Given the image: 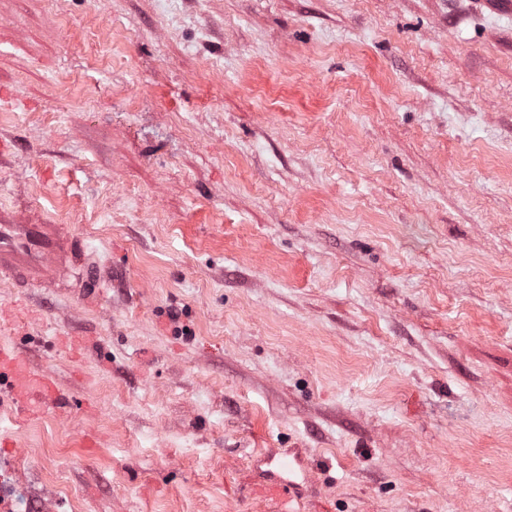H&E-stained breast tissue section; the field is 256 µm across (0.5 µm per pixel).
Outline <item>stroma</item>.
Segmentation results:
<instances>
[{"instance_id":"stroma-1","label":"stroma","mask_w":512,"mask_h":512,"mask_svg":"<svg viewBox=\"0 0 512 512\" xmlns=\"http://www.w3.org/2000/svg\"><path fill=\"white\" fill-rule=\"evenodd\" d=\"M0 210L99 307L0 282L71 398L0 408L14 512H512V13L486 0H0ZM295 450V449H293ZM288 450V453L275 460L268 457L266 464L270 469L266 470L263 482L258 485V493L267 499L274 501L277 512L301 511V496L295 479L298 472L307 473L305 458L301 451Z\"/></svg>"}]
</instances>
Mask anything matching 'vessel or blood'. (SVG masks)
I'll return each mask as SVG.
<instances>
[{
	"instance_id": "obj_1",
	"label": "vessel or blood",
	"mask_w": 512,
	"mask_h": 512,
	"mask_svg": "<svg viewBox=\"0 0 512 512\" xmlns=\"http://www.w3.org/2000/svg\"><path fill=\"white\" fill-rule=\"evenodd\" d=\"M0 280L15 288H45L64 292L79 305L94 306L110 282L89 253L83 237L66 224H17L0 213ZM0 399L8 401L20 419L47 412L67 415L70 399L30 360L0 345ZM268 470L259 494L273 500L276 512H299L296 478L305 472L301 451L267 458Z\"/></svg>"
}]
</instances>
